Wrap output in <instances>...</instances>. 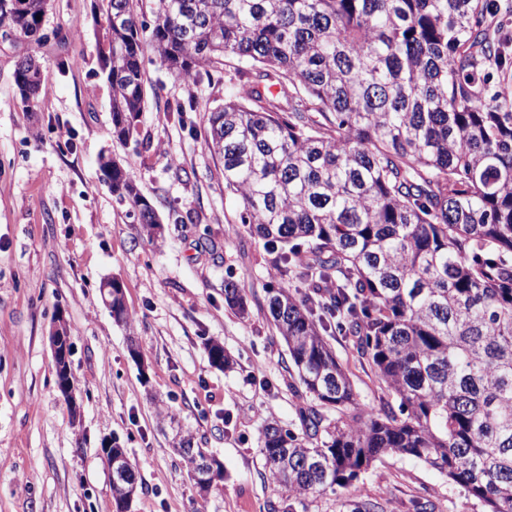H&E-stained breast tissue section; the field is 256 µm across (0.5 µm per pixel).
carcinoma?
Masks as SVG:
<instances>
[{
  "instance_id": "1",
  "label": "carcinoma",
  "mask_w": 512,
  "mask_h": 512,
  "mask_svg": "<svg viewBox=\"0 0 512 512\" xmlns=\"http://www.w3.org/2000/svg\"><path fill=\"white\" fill-rule=\"evenodd\" d=\"M23 2L0 9V28L27 38L47 0ZM137 2L100 5L118 139L137 133L147 54L188 84L227 60L249 68L210 111L204 144L272 255L268 311L300 383L302 434L270 422L260 435L273 512L388 455L446 475L480 512H512V101L488 87L507 64L488 0H156L149 33ZM33 59L14 73L28 103L42 80ZM109 182L159 237L128 170L112 163ZM248 292L229 281L224 300L245 316ZM325 312L375 369L378 406L358 399ZM208 356L233 365L218 341ZM176 451L200 496L224 483L209 449L188 439ZM137 489L131 469L112 486L116 512Z\"/></svg>"
}]
</instances>
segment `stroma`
Returning a JSON list of instances; mask_svg holds the SVG:
<instances>
[{
    "instance_id": "35a3bbf8",
    "label": "stroma",
    "mask_w": 512,
    "mask_h": 512,
    "mask_svg": "<svg viewBox=\"0 0 512 512\" xmlns=\"http://www.w3.org/2000/svg\"><path fill=\"white\" fill-rule=\"evenodd\" d=\"M97 14L98 0H49L43 41L0 42V512H114L107 438L135 469L132 512H270L281 494L265 476L259 434L272 419L300 432V400L265 304L269 255L239 224L223 167L204 146L229 69L187 84L146 59V110L136 140L122 143L112 135ZM29 54L42 69L30 112L14 82ZM106 149L160 215L157 240L105 183ZM108 277L122 285L131 329L103 301ZM229 280L249 288L248 317L226 306ZM60 318L71 334L72 404L50 340ZM213 340L232 368L210 363ZM329 342L360 400L377 403L381 383L351 338L335 331ZM186 435L224 465L223 485L204 499L174 451ZM366 496L384 512H478L462 487L402 456L295 509L351 512Z\"/></svg>"
}]
</instances>
